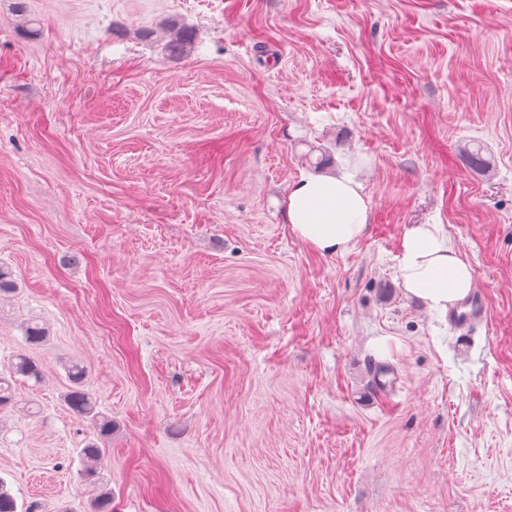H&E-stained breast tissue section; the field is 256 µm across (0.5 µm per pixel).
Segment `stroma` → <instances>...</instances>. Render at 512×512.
Returning <instances> with one entry per match:
<instances>
[{
	"label": "stroma",
	"instance_id": "35a3bbf8",
	"mask_svg": "<svg viewBox=\"0 0 512 512\" xmlns=\"http://www.w3.org/2000/svg\"><path fill=\"white\" fill-rule=\"evenodd\" d=\"M312 157L364 188L341 254L286 221ZM414 224L470 263L469 333L402 287ZM0 265V375L43 367L0 409L18 505L512 512V0H0ZM84 377L83 369L74 365L69 369V378L75 385L66 396L67 404L77 412L90 416L94 410V404L90 394L82 389L81 382ZM80 455L86 466L85 475L88 477L95 476L98 469L104 466L105 451L96 442H89L85 448H81Z\"/></svg>",
	"mask_w": 512,
	"mask_h": 512
}]
</instances>
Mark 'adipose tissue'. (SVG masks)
I'll list each match as a JSON object with an SVG mask.
<instances>
[{"mask_svg": "<svg viewBox=\"0 0 512 512\" xmlns=\"http://www.w3.org/2000/svg\"><path fill=\"white\" fill-rule=\"evenodd\" d=\"M286 214L292 232L323 254L348 251L364 237L369 220L362 186L348 176L301 177L288 190ZM398 277L408 295L443 316L473 288L470 264L437 224L408 229Z\"/></svg>", "mask_w": 512, "mask_h": 512, "instance_id": "adipose-tissue-1", "label": "adipose tissue"}]
</instances>
